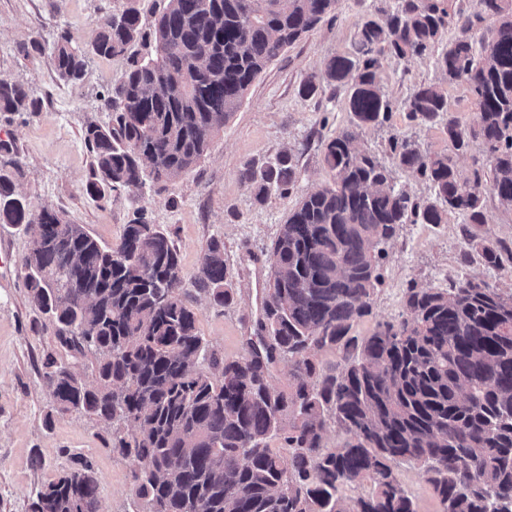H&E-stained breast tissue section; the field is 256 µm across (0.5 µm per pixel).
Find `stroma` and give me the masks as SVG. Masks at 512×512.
Segmentation results:
<instances>
[{
    "label": "stroma",
    "instance_id": "stroma-1",
    "mask_svg": "<svg viewBox=\"0 0 512 512\" xmlns=\"http://www.w3.org/2000/svg\"><path fill=\"white\" fill-rule=\"evenodd\" d=\"M393 3L336 0L329 20L288 47L254 81L200 166L155 191L133 190L97 200L84 191L92 158L83 131L87 122L110 121L99 95L121 76L126 60L89 56L82 82L70 85L58 79L49 48L62 29L90 45L96 18L123 9L126 0H0V77L26 84L44 104L37 116L0 120V137L14 139L23 156L18 192L33 205L63 211L107 245L116 242L139 210H147L152 223L169 232L188 278L200 266L208 241L223 240L226 285L234 302L224 309L199 297V329L225 357L242 355L243 339L260 308L266 253L299 196L326 182L321 143L351 118L344 90L326 87L305 98L299 93L300 82L330 57L353 52L358 26L376 7ZM32 38L43 43V52L23 55L20 43ZM383 78L387 94L400 101L415 84L439 81L440 75L432 58L423 57L406 63L385 61ZM394 133L433 151L448 147L442 126L419 127L400 111L384 126L363 130L359 144L386 163L388 138ZM288 148L296 152L294 192L254 203L239 177L242 164L264 166ZM460 227L456 218L448 224L402 225L386 248L383 283L372 316L356 328L359 335H369L378 321L399 317L411 281L422 288H444L449 281L467 277L512 288V275L477 261L461 265ZM29 247L21 230L0 224V512H30L32 494L68 469L73 454L93 464L101 512H134L131 463L106 447V430L83 414L53 408L52 393L41 377L43 362L49 356L64 362L68 356L56 342L53 324L28 301L20 268Z\"/></svg>",
    "mask_w": 512,
    "mask_h": 512
}]
</instances>
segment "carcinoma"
Returning <instances> with one entry per match:
<instances>
[{
  "label": "carcinoma",
  "mask_w": 512,
  "mask_h": 512,
  "mask_svg": "<svg viewBox=\"0 0 512 512\" xmlns=\"http://www.w3.org/2000/svg\"><path fill=\"white\" fill-rule=\"evenodd\" d=\"M336 0H167L146 26L129 6L95 21L85 47L61 30L52 46L58 78L72 85L86 58L122 56L118 83L101 96L106 125L90 122L84 144L103 199L153 189L196 168L252 83L288 47L315 30ZM397 0L357 30L352 55L304 76L303 97L346 91L350 125L323 143L330 180L302 195L268 254L256 338L238 358L210 347L196 298L232 302L224 287V242L212 238L184 284L170 235L141 212L105 245L50 206L17 191L24 161L0 139V224L30 239L22 278L32 306L55 326L76 360L92 356L89 384L50 357L44 383L55 409L78 411L111 431L112 452L132 462L137 512H418L397 478L419 470L439 512H512V292L462 279L447 288H406L398 320L355 334L372 314L385 246L402 224H484V198L512 214V0ZM458 33L447 39L448 27ZM139 43L149 49L131 54ZM431 56L443 82H421L399 103L382 85L383 60ZM464 81L477 119L448 109L443 83ZM43 101L0 78V115H35ZM432 128L445 122L448 149L388 138L390 165L357 145L360 131L392 112ZM478 146L486 164L463 177L456 159ZM295 154L280 152L240 172L255 202L287 195ZM396 170L425 182L417 199ZM470 262L512 271V249L463 228ZM337 351L332 368L318 352ZM280 360L291 384L270 382ZM336 428L342 439L326 436ZM279 447L274 448L272 444ZM37 490L30 512H100L92 463Z\"/></svg>",
  "instance_id": "obj_1"
}]
</instances>
